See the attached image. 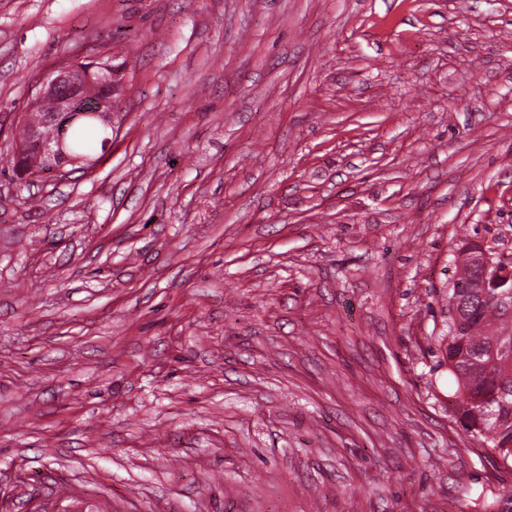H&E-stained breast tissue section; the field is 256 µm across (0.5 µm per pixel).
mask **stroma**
Returning a JSON list of instances; mask_svg holds the SVG:
<instances>
[{
  "mask_svg": "<svg viewBox=\"0 0 512 512\" xmlns=\"http://www.w3.org/2000/svg\"><path fill=\"white\" fill-rule=\"evenodd\" d=\"M112 146L14 178L43 73ZM512 261V0H0V512H512L443 358ZM113 62L112 59L104 60L97 56L87 60L64 62L43 74L41 89L34 99L41 102L35 104L24 124L20 141L25 139L27 127L39 123L46 112L41 124L30 127L28 131L29 140L35 147L38 162L40 167L45 168L44 171L65 174L66 166L93 164L92 159L85 155L89 154L94 144L102 146L106 133L100 125L89 119L100 120L109 131V136L103 141L104 152L112 146L114 112H121L119 98L115 95L125 86L128 70L127 64L117 66ZM86 90L92 97L86 94ZM47 99L54 103L52 112L53 103ZM84 120L89 121L70 130L68 145L70 127ZM43 126L48 127H44L42 132ZM49 127L53 129V134ZM70 149L81 156L74 155Z\"/></svg>",
  "mask_w": 512,
  "mask_h": 512,
  "instance_id": "obj_1",
  "label": "stroma"
}]
</instances>
